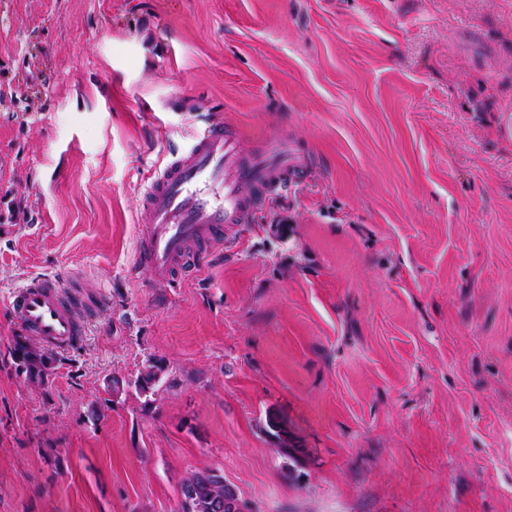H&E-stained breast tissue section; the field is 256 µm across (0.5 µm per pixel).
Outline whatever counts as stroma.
Returning a JSON list of instances; mask_svg holds the SVG:
<instances>
[{
	"label": "stroma",
	"mask_w": 512,
	"mask_h": 512,
	"mask_svg": "<svg viewBox=\"0 0 512 512\" xmlns=\"http://www.w3.org/2000/svg\"><path fill=\"white\" fill-rule=\"evenodd\" d=\"M218 120L307 170L131 277L149 174ZM39 273L111 307L33 379ZM205 470L244 512H512V0H0V512H177ZM13 355L22 370L32 378H44L51 368V356L32 348L21 336L16 339ZM266 431L274 438L278 439L279 447L282 453L289 458L294 459L295 453L299 451L292 443L289 437L288 428L282 419L276 414H268L266 417Z\"/></svg>",
	"instance_id": "stroma-1"
}]
</instances>
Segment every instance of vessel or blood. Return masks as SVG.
<instances>
[{"instance_id": "b4317fda", "label": "vessel or blood", "mask_w": 512, "mask_h": 512, "mask_svg": "<svg viewBox=\"0 0 512 512\" xmlns=\"http://www.w3.org/2000/svg\"><path fill=\"white\" fill-rule=\"evenodd\" d=\"M302 167L278 136L269 137L264 154L253 155L237 129L208 125L151 174L141 199L144 228L133 272L172 283L200 270L211 247L223 242L225 226L253 223L269 190L287 185L289 174ZM9 307L26 336L64 351L82 342L89 321L104 314L109 302L80 278L65 285L37 276L11 294Z\"/></svg>"}]
</instances>
